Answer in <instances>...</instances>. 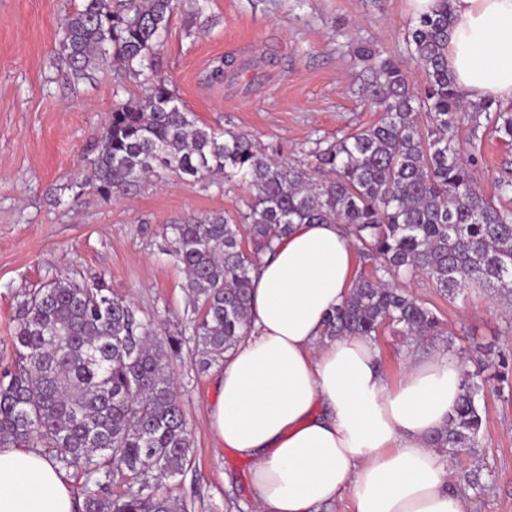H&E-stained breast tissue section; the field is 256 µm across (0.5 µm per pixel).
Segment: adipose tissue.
<instances>
[{"instance_id":"ef3b65f1","label":"adipose tissue","mask_w":512,"mask_h":512,"mask_svg":"<svg viewBox=\"0 0 512 512\" xmlns=\"http://www.w3.org/2000/svg\"><path fill=\"white\" fill-rule=\"evenodd\" d=\"M448 70L466 100H512V0H448ZM340 225L297 224L259 270L250 330L210 408L216 445L253 463L258 512H467L432 445L460 394L447 351L405 359L388 389L376 344L328 338L354 279ZM66 473L36 448L0 447V512H78Z\"/></svg>"}]
</instances>
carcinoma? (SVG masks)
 <instances>
[{"mask_svg":"<svg viewBox=\"0 0 512 512\" xmlns=\"http://www.w3.org/2000/svg\"><path fill=\"white\" fill-rule=\"evenodd\" d=\"M176 0H82L66 14L59 54L72 75L115 67L137 77L152 68ZM448 0L407 33L425 73L423 92L383 59L364 88L379 112L372 125L312 151L321 179L279 164L246 133L199 126L162 80L137 106L112 110L82 186L107 200L151 175L245 182L243 221L224 212L187 214L167 225L171 255L188 280L195 364L224 363L248 334L252 274L294 224H340L363 272L326 320L323 335L378 342L388 329L418 347L442 340L440 319L395 286L424 277L452 301L491 290L512 308V210L475 182L464 156V120L480 116L512 143V108L467 102L448 71ZM425 116L426 122L419 121ZM183 338L158 336L154 322L112 294L100 277L58 278L20 302L14 370L0 378V446L40 448L53 465L85 477L82 512H185L161 493L184 473L193 445L167 373ZM462 394L434 446L452 461L480 447L484 387L462 372ZM123 482L126 491L112 492Z\"/></svg>","mask_w":512,"mask_h":512,"instance_id":"obj_1","label":"carcinoma"}]
</instances>
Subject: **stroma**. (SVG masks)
Returning <instances> with one entry per match:
<instances>
[{"label": "stroma", "mask_w": 512, "mask_h": 512, "mask_svg": "<svg viewBox=\"0 0 512 512\" xmlns=\"http://www.w3.org/2000/svg\"><path fill=\"white\" fill-rule=\"evenodd\" d=\"M81 0H0V373L14 366L17 309L25 293L60 277L104 278L132 300L159 335H179L192 305L181 266L162 229L188 213H240L247 185L205 181L147 182L134 193L102 199L78 190L95 139L119 105L144 100L142 79L114 68L78 79L58 56L65 12ZM410 0H179L157 68L198 123L251 135L273 161L310 170L316 145H329L378 118L362 89L371 76L366 51L406 68L415 87L425 75L406 40ZM228 60L223 81L210 72ZM480 190L512 208V146L490 125L476 130ZM455 334L466 368L483 380L482 444L460 466L481 469L483 493L464 489L468 512H512V392L498 393L502 362L512 363V312L489 291L463 301L442 298L426 280L400 279ZM193 448L183 475L164 493L189 512H257L253 464L217 447L209 425L216 369L200 371L193 345L171 358Z\"/></svg>", "instance_id": "35a3bbf8"}]
</instances>
